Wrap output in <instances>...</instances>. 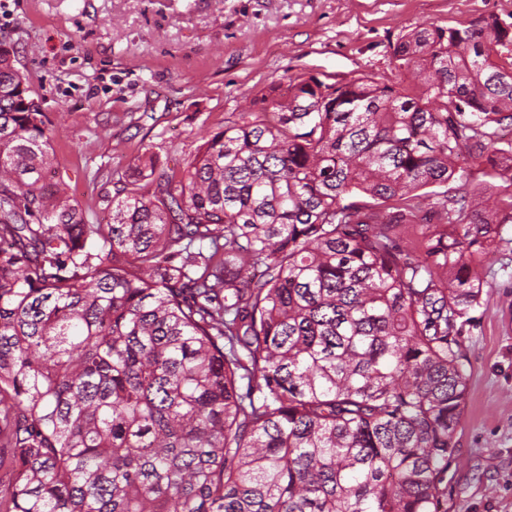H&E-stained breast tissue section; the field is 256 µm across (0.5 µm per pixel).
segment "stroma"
Listing matches in <instances>:
<instances>
[{"label":"stroma","instance_id":"stroma-1","mask_svg":"<svg viewBox=\"0 0 512 512\" xmlns=\"http://www.w3.org/2000/svg\"><path fill=\"white\" fill-rule=\"evenodd\" d=\"M488 15L512 23V0H0V42L52 124L57 179L105 224L138 155L181 167L271 82L369 74L402 89L401 36ZM503 235L460 337L468 380L448 512H512L511 224Z\"/></svg>","mask_w":512,"mask_h":512}]
</instances>
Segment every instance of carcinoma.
<instances>
[{
	"instance_id": "cac0c4a2",
	"label": "carcinoma",
	"mask_w": 512,
	"mask_h": 512,
	"mask_svg": "<svg viewBox=\"0 0 512 512\" xmlns=\"http://www.w3.org/2000/svg\"><path fill=\"white\" fill-rule=\"evenodd\" d=\"M394 57L420 94L272 84L89 224L0 43V512H448L459 336L512 242V26Z\"/></svg>"
}]
</instances>
